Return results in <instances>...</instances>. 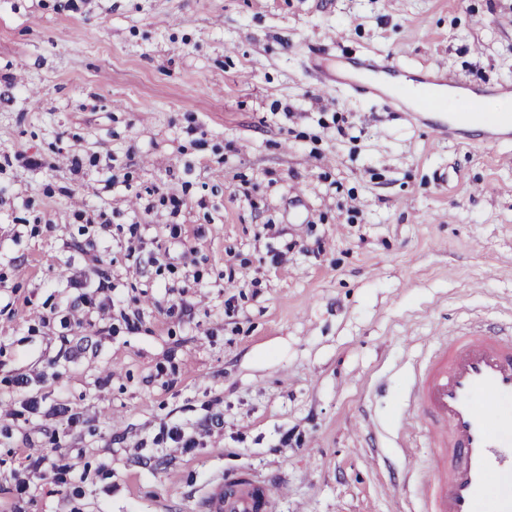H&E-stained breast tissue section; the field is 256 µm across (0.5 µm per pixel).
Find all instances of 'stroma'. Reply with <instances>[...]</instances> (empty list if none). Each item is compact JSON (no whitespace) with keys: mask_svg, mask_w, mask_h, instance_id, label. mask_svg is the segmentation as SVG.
Listing matches in <instances>:
<instances>
[{"mask_svg":"<svg viewBox=\"0 0 512 512\" xmlns=\"http://www.w3.org/2000/svg\"><path fill=\"white\" fill-rule=\"evenodd\" d=\"M369 58L512 87V0H0V512H425L413 377L512 322V139L317 79ZM274 504V496L266 484H253L242 476L224 483L210 502L213 512H268Z\"/></svg>","mask_w":512,"mask_h":512,"instance_id":"obj_1","label":"stroma"}]
</instances>
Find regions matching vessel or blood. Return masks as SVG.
<instances>
[{
    "label": "vessel or blood",
    "mask_w": 512,
    "mask_h": 512,
    "mask_svg": "<svg viewBox=\"0 0 512 512\" xmlns=\"http://www.w3.org/2000/svg\"><path fill=\"white\" fill-rule=\"evenodd\" d=\"M361 81L339 74L334 84L380 95V67L363 61ZM483 95H464L440 135L465 137V121L482 110ZM425 429L447 454L432 486L429 512H478L489 489L499 488L494 512H512V336L478 330L440 339L419 385ZM268 485L228 479L210 502L212 512H269Z\"/></svg>",
    "instance_id": "vessel-or-blood-1"
}]
</instances>
